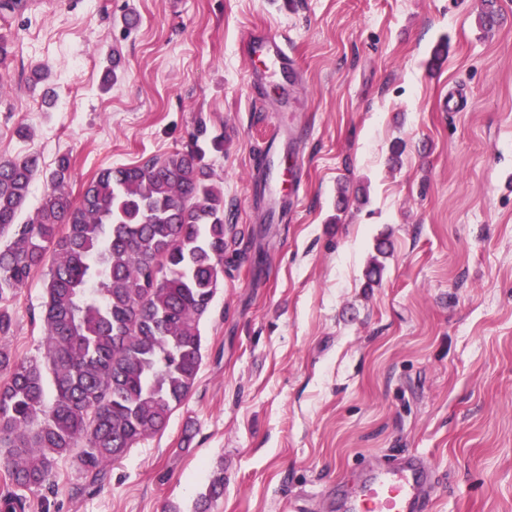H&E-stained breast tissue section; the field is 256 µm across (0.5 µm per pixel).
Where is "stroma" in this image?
Instances as JSON below:
<instances>
[{
  "mask_svg": "<svg viewBox=\"0 0 512 512\" xmlns=\"http://www.w3.org/2000/svg\"><path fill=\"white\" fill-rule=\"evenodd\" d=\"M497 4L490 29L482 0L0 10L13 44L0 158L34 154L49 170L67 156L76 200L100 168L184 148L201 118L224 139L206 161L236 233L201 324L200 372L166 429L81 494L76 466L59 460L28 512H195L217 476L211 512H334L364 467L408 453L439 476L431 512H512V0ZM255 26L287 35L288 87L247 81L239 40ZM451 90L462 111H439ZM272 135L282 146L268 169ZM293 154L302 185L273 219L263 189ZM45 282L35 271L9 305L8 344L31 359Z\"/></svg>",
  "mask_w": 512,
  "mask_h": 512,
  "instance_id": "1",
  "label": "stroma"
}]
</instances>
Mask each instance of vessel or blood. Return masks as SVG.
<instances>
[{
    "instance_id": "1",
    "label": "vessel or blood",
    "mask_w": 512,
    "mask_h": 512,
    "mask_svg": "<svg viewBox=\"0 0 512 512\" xmlns=\"http://www.w3.org/2000/svg\"><path fill=\"white\" fill-rule=\"evenodd\" d=\"M248 54L260 58L264 68L252 71L248 79L262 86L269 79L287 81L291 68L286 38L252 28L244 35ZM436 489L435 470L419 457L405 456L397 460L372 465L364 469L352 494H338V512H426Z\"/></svg>"
}]
</instances>
